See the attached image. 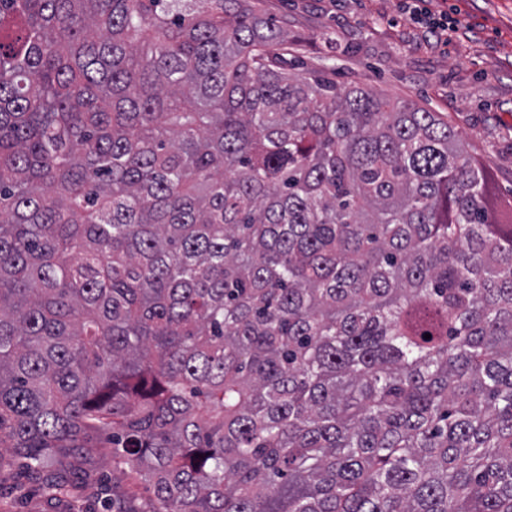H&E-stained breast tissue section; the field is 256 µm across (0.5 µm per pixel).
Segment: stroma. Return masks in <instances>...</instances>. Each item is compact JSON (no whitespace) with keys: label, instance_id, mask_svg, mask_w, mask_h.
<instances>
[{"label":"stroma","instance_id":"stroma-1","mask_svg":"<svg viewBox=\"0 0 512 512\" xmlns=\"http://www.w3.org/2000/svg\"><path fill=\"white\" fill-rule=\"evenodd\" d=\"M433 12L459 21L449 43L426 36L403 0H262L266 17L288 20L285 69L324 71L343 86L359 85L439 112L512 197V0H429ZM64 484L0 448V512H107L115 497L134 512H158L149 486L116 464L106 438L89 434L53 454Z\"/></svg>","mask_w":512,"mask_h":512}]
</instances>
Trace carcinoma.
Wrapping results in <instances>:
<instances>
[{"mask_svg":"<svg viewBox=\"0 0 512 512\" xmlns=\"http://www.w3.org/2000/svg\"><path fill=\"white\" fill-rule=\"evenodd\" d=\"M287 49L257 0H0V448L105 435L164 512H512V202Z\"/></svg>","mask_w":512,"mask_h":512,"instance_id":"1","label":"carcinoma"}]
</instances>
